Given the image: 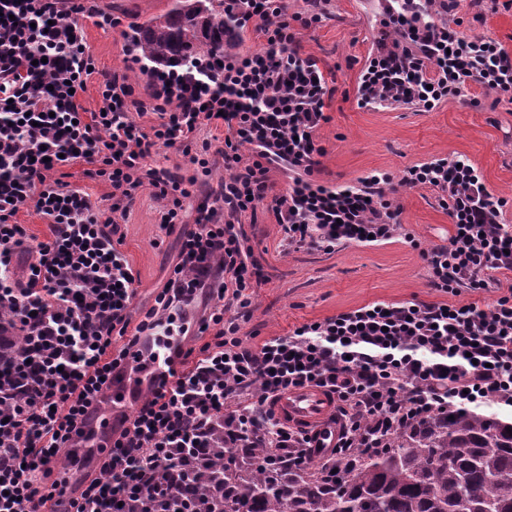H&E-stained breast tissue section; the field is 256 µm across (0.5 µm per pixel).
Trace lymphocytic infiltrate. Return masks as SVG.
<instances>
[{
    "mask_svg": "<svg viewBox=\"0 0 512 512\" xmlns=\"http://www.w3.org/2000/svg\"><path fill=\"white\" fill-rule=\"evenodd\" d=\"M231 2L242 22L264 32L262 51L225 50L221 66L200 63L177 87L155 81L146 101L135 98L127 74H112L100 84V111L89 114L80 100L95 60L71 20L84 12L81 0H0V311L23 337L15 359L0 362V512H32L33 500L64 497L70 512H160L182 473L208 462L207 432L219 418L229 463L262 442L266 468L302 471L310 437L282 425L267 405L306 385L336 396L342 423L333 462L381 451L388 435L454 407L512 406V291L462 305L375 301L245 343L262 267L239 215L268 203L289 245L328 250L390 239L399 212L388 199L389 176L339 190L312 182L324 153L316 140L327 120L324 75L301 54L284 0ZM413 2L386 0L391 42L362 76V104L430 107L473 84L512 95L511 53L435 18L412 20ZM147 113L156 117L148 129L137 121ZM208 124L227 129L220 155L229 176L198 206L165 287L132 323L138 281L114 240L118 220L149 186L160 224L182 222L197 179L149 159L158 147L173 148L209 176L211 145L195 141ZM77 161L87 177L111 184L109 212L58 179ZM280 168L293 179L276 195L270 173ZM402 183L438 190L451 219L447 244L420 252L433 288L478 293L488 271L512 272L506 202L470 160L412 166ZM29 201L53 237L38 244L20 278L15 258L26 233L13 217ZM200 297L214 305L189 321L185 308ZM192 334L206 338L199 349L182 342ZM117 335L125 339L119 349ZM143 336L179 376L149 388L129 424L113 431L99 476L71 485L61 451L76 447L108 382H122L142 360ZM145 489L153 501L142 499Z\"/></svg>",
    "mask_w": 512,
    "mask_h": 512,
    "instance_id": "lymphocytic-infiltrate-1",
    "label": "lymphocytic infiltrate"
}]
</instances>
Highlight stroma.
<instances>
[{
	"label": "stroma",
	"instance_id": "obj_1",
	"mask_svg": "<svg viewBox=\"0 0 512 512\" xmlns=\"http://www.w3.org/2000/svg\"><path fill=\"white\" fill-rule=\"evenodd\" d=\"M170 0H89L78 15L98 75L87 81L84 107L97 109L101 76L124 72L130 63L126 34L132 25L167 10ZM289 13L318 9L321 21L302 30L300 46L323 71L331 94L328 117L318 131L326 149L315 179L337 189L380 173L400 180L415 165L456 156L468 158L488 188L506 199L505 223L512 225V102L484 89L447 98L433 108L388 107L360 102V78L380 46L381 0H288ZM118 18V27L96 26L91 15ZM448 18L465 37H491L512 52V0H455ZM401 227L387 241L346 244L334 249L288 246L266 208L243 214L241 224L264 279L254 289V313L246 338L284 336L294 326L318 321L374 301L428 302L432 288L421 249L446 243L451 220L437 193L402 187L396 194ZM196 199L185 202L184 222L161 227L158 203L144 187L120 224V250L138 278L135 310L151 306L176 260L181 237L193 229Z\"/></svg>",
	"mask_w": 512,
	"mask_h": 512
}]
</instances>
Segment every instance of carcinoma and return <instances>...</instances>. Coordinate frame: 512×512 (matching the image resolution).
Returning <instances> with one entry per match:
<instances>
[{
	"mask_svg": "<svg viewBox=\"0 0 512 512\" xmlns=\"http://www.w3.org/2000/svg\"><path fill=\"white\" fill-rule=\"evenodd\" d=\"M238 20L224 0H171L169 9L127 35L146 72L169 82L171 65L187 71L224 57V37ZM512 419L455 408L388 437V448L340 461L334 480L321 462L302 472H274L248 448L227 464L224 425L214 430L203 474H190L178 497L164 504L181 512H512Z\"/></svg>",
	"mask_w": 512,
	"mask_h": 512,
	"instance_id": "cac0c4a2",
	"label": "carcinoma"
}]
</instances>
